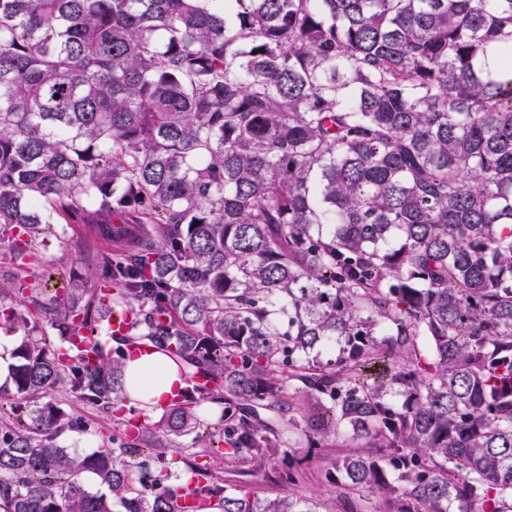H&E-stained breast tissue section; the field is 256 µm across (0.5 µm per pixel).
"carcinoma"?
<instances>
[{
    "instance_id": "1",
    "label": "carcinoma",
    "mask_w": 512,
    "mask_h": 512,
    "mask_svg": "<svg viewBox=\"0 0 512 512\" xmlns=\"http://www.w3.org/2000/svg\"><path fill=\"white\" fill-rule=\"evenodd\" d=\"M493 48L512 53V0H0V248L22 271L0 329L21 336L23 412L0 432V512L189 494L330 512L228 494L206 461L174 479V440L204 427L181 400L90 455L57 445L75 426L46 401L58 383L131 400L128 340L76 345L111 308L224 406L205 447L267 456L286 419L381 449L333 470L394 512H512V79L480 67ZM93 216L107 239L155 229L47 291L45 238ZM285 389L317 405L306 426Z\"/></svg>"
}]
</instances>
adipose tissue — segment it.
I'll list each match as a JSON object with an SVG mask.
<instances>
[{
	"mask_svg": "<svg viewBox=\"0 0 512 512\" xmlns=\"http://www.w3.org/2000/svg\"><path fill=\"white\" fill-rule=\"evenodd\" d=\"M125 380L131 398L148 411L169 405L173 390L181 382L176 364L159 354L128 356Z\"/></svg>",
	"mask_w": 512,
	"mask_h": 512,
	"instance_id": "1",
	"label": "adipose tissue"
}]
</instances>
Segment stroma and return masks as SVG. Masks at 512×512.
<instances>
[{
	"label": "stroma",
	"instance_id": "35a3bbf8",
	"mask_svg": "<svg viewBox=\"0 0 512 512\" xmlns=\"http://www.w3.org/2000/svg\"><path fill=\"white\" fill-rule=\"evenodd\" d=\"M136 246L135 239L120 242L103 239L94 224H61L53 236L46 239L43 251L58 257L62 267L85 276L97 275L92 265V253L104 256H122ZM50 400L71 416L81 421L79 428L65 431L59 443L84 454L94 453L102 443V434L112 426L111 413L86 407L65 386H57ZM359 442L340 436L321 445H312L297 433L283 436L276 455L268 458L232 460L223 448L212 449V464L224 478L228 491L241 487H255L268 498L315 499L324 503L329 512H389L388 502L348 492L331 477L332 463L340 456L361 452ZM289 454L294 459L292 481H282L279 456Z\"/></svg>",
	"mask_w": 512,
	"mask_h": 512
}]
</instances>
